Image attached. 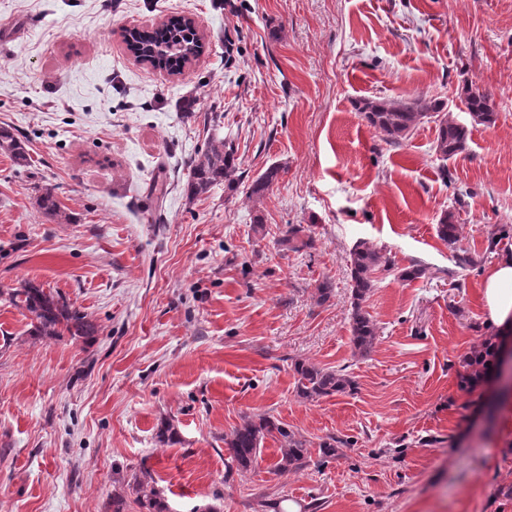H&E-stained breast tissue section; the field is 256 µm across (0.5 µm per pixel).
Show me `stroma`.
<instances>
[{
	"mask_svg": "<svg viewBox=\"0 0 512 512\" xmlns=\"http://www.w3.org/2000/svg\"><path fill=\"white\" fill-rule=\"evenodd\" d=\"M179 17L199 56L178 74L137 62L127 30ZM466 83L497 119L444 165L438 123L471 124ZM363 97L445 110L392 144L356 111ZM210 112L239 183L191 200ZM4 124L30 164L0 155V512H106L115 480L143 468L171 512H273L283 498L291 512H512V395L496 378L459 388L462 357L489 336L483 277L512 254V237L487 250L512 224V0H0ZM273 163L278 181L249 198ZM42 183L72 223L39 211ZM448 212L452 245L436 232ZM292 224L309 245L279 252ZM359 240L394 265L364 303L379 327L364 358L349 330ZM413 264L424 275L400 280ZM24 279L97 335H31L7 297ZM298 359L347 367L356 391L303 401ZM263 413L345 444L279 473L270 443L225 478V433ZM162 417L180 443L156 442Z\"/></svg>",
	"mask_w": 512,
	"mask_h": 512,
	"instance_id": "obj_1",
	"label": "stroma"
}]
</instances>
